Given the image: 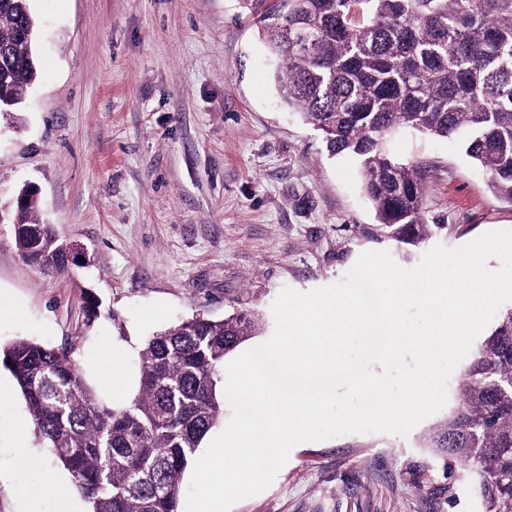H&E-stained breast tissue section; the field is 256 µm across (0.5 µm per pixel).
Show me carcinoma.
I'll list each match as a JSON object with an SVG mask.
<instances>
[{"instance_id":"obj_1","label":"carcinoma","mask_w":512,"mask_h":512,"mask_svg":"<svg viewBox=\"0 0 512 512\" xmlns=\"http://www.w3.org/2000/svg\"><path fill=\"white\" fill-rule=\"evenodd\" d=\"M281 65L283 101L322 134L329 155L360 166L363 192L391 237H432L425 175L388 144L401 132L464 141L493 193L512 203V0H242ZM30 0H0V112L37 79ZM40 199L12 205L28 261L71 260ZM258 329L251 313L193 318L147 337L139 387L115 408L87 383L68 349L28 338L0 345L34 431L70 473L89 512H178L183 474L223 417L224 358ZM432 445L470 474L483 512H512V310L457 387Z\"/></svg>"}]
</instances>
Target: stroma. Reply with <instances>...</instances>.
<instances>
[{
  "label": "stroma",
  "instance_id": "1",
  "mask_svg": "<svg viewBox=\"0 0 512 512\" xmlns=\"http://www.w3.org/2000/svg\"><path fill=\"white\" fill-rule=\"evenodd\" d=\"M38 80L0 113V202L37 188L41 223L81 253L68 272L26 261L0 224V344L68 346L100 386L105 345L137 352L154 331L203 316L254 313L274 333L283 288L338 282L367 251L416 266L427 245L397 247L366 200L358 165L330 156L319 131L284 105L277 60L240 0H31ZM394 155L429 170L434 244L512 230V203L456 140L401 133ZM95 296L100 316L84 323ZM0 512H60L47 476L70 485L0 366ZM456 405L408 436L347 433L299 443L264 491L230 512H482L469 474L429 438ZM26 446L39 464L23 468Z\"/></svg>",
  "mask_w": 512,
  "mask_h": 512
}]
</instances>
